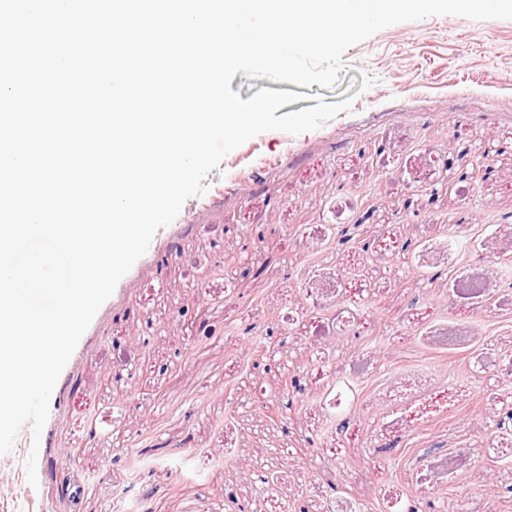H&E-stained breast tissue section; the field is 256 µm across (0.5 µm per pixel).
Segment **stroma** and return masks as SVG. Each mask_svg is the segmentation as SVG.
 Returning <instances> with one entry per match:
<instances>
[{"label":"stroma","mask_w":512,"mask_h":512,"mask_svg":"<svg viewBox=\"0 0 512 512\" xmlns=\"http://www.w3.org/2000/svg\"><path fill=\"white\" fill-rule=\"evenodd\" d=\"M343 62L331 89L234 76L352 110L248 140L155 233L54 387L37 485L30 427L0 454V512H512V20Z\"/></svg>","instance_id":"1"}]
</instances>
